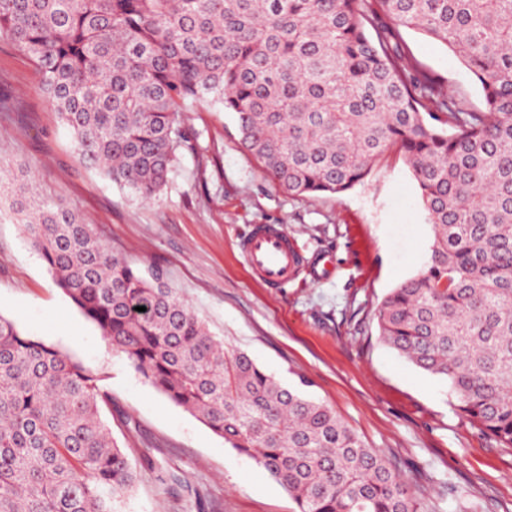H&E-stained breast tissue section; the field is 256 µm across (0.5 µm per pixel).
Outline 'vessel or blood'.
I'll list each match as a JSON object with an SVG mask.
<instances>
[{"instance_id": "b4317fda", "label": "vessel or blood", "mask_w": 512, "mask_h": 512, "mask_svg": "<svg viewBox=\"0 0 512 512\" xmlns=\"http://www.w3.org/2000/svg\"><path fill=\"white\" fill-rule=\"evenodd\" d=\"M240 250L253 277L267 288L281 287L297 277L304 263L293 241L274 225H257Z\"/></svg>"}]
</instances>
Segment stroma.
Returning a JSON list of instances; mask_svg holds the SVG:
<instances>
[{"label":"stroma","instance_id":"35a3bbf8","mask_svg":"<svg viewBox=\"0 0 512 512\" xmlns=\"http://www.w3.org/2000/svg\"><path fill=\"white\" fill-rule=\"evenodd\" d=\"M410 59L440 77L464 109L483 92L440 42L403 31ZM189 148L159 199L147 201L80 162L35 61L0 40V172L29 174L36 196L72 210L142 273L160 271L224 343L306 394L379 449L424 495L428 512H512V448L458 413L446 381L378 340L377 309L423 267L432 241L416 182L389 151L342 194L301 198L241 143L236 117L200 105ZM280 226L310 265L287 287H264L239 244ZM0 316L102 376V410L137 471L119 512H294L261 466L149 385L59 289L0 193Z\"/></svg>","mask_w":512,"mask_h":512}]
</instances>
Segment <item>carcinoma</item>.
I'll list each match as a JSON object with an SVG mask.
<instances>
[{
    "label": "carcinoma",
    "mask_w": 512,
    "mask_h": 512,
    "mask_svg": "<svg viewBox=\"0 0 512 512\" xmlns=\"http://www.w3.org/2000/svg\"><path fill=\"white\" fill-rule=\"evenodd\" d=\"M403 29L445 45L484 109L407 63ZM0 40L35 60L79 159L145 200L199 103L234 113L244 148L298 197L344 193L398 152L432 243L381 302L379 338L512 447V0H0ZM12 210L112 350L261 465L296 512H426L331 407L224 350L92 225L48 198ZM99 381L0 316V512H117L137 474L101 418Z\"/></svg>",
    "instance_id": "1"
}]
</instances>
